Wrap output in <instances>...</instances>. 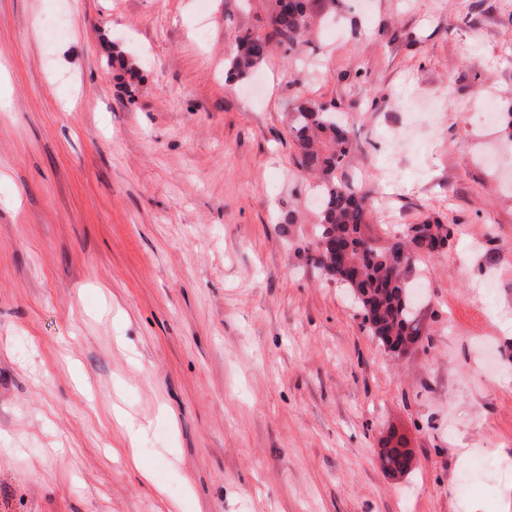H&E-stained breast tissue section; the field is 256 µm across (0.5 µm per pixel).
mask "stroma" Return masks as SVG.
<instances>
[{"mask_svg": "<svg viewBox=\"0 0 512 512\" xmlns=\"http://www.w3.org/2000/svg\"><path fill=\"white\" fill-rule=\"evenodd\" d=\"M371 2L230 79L266 0H0V512H512V0ZM305 98L365 236L457 226L403 355L304 258ZM379 460L383 471L392 476L410 472L415 463L412 454H409L404 448H384Z\"/></svg>", "mask_w": 512, "mask_h": 512, "instance_id": "35a3bbf8", "label": "stroma"}]
</instances>
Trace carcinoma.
I'll return each mask as SVG.
<instances>
[{"label": "carcinoma", "mask_w": 512, "mask_h": 512, "mask_svg": "<svg viewBox=\"0 0 512 512\" xmlns=\"http://www.w3.org/2000/svg\"><path fill=\"white\" fill-rule=\"evenodd\" d=\"M316 2L269 0V31L263 36L249 30L237 35L239 52L229 63L230 73L244 78L266 58L271 45L292 49L313 34L320 24ZM111 58L130 78L137 77L134 61L123 51L112 50ZM290 133L299 167L316 178L319 209L306 247L307 261L353 292L363 323L381 347L392 354L406 353L422 334L410 288L415 269L411 261L447 246L452 225L439 220L409 224L375 244L362 233L374 211L372 192L336 179V169L352 148L336 110L299 100ZM379 460L392 476L404 475L414 466V457L402 448L383 449Z\"/></svg>", "instance_id": "1"}]
</instances>
